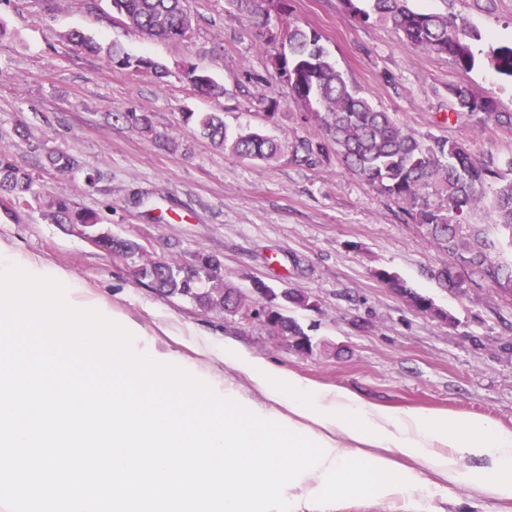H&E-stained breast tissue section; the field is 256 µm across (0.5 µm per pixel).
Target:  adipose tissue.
Here are the masks:
<instances>
[{
    "label": "adipose tissue",
    "instance_id": "obj_1",
    "mask_svg": "<svg viewBox=\"0 0 512 512\" xmlns=\"http://www.w3.org/2000/svg\"><path fill=\"white\" fill-rule=\"evenodd\" d=\"M225 362L244 372L261 396L264 413H281L297 427L328 441L332 451L319 470L306 474L288 495L310 501L336 488L375 499L403 497L422 512L433 494L424 479L432 472L450 483L471 478L479 495L512 498V431L480 418H447L411 410L397 413L364 401L346 389H316L265 359L228 346ZM415 460L419 468H399L391 452ZM481 457L488 465L468 475L466 462Z\"/></svg>",
    "mask_w": 512,
    "mask_h": 512
}]
</instances>
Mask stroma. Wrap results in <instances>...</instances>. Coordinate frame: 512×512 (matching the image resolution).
I'll return each mask as SVG.
<instances>
[{"label": "stroma", "mask_w": 512, "mask_h": 512, "mask_svg": "<svg viewBox=\"0 0 512 512\" xmlns=\"http://www.w3.org/2000/svg\"><path fill=\"white\" fill-rule=\"evenodd\" d=\"M290 17L317 30L329 56L373 105L418 134L465 143L473 152L512 157V127L448 120L451 84H466L512 113V79L480 64L460 74L448 56L414 48L382 25H361L341 0H288ZM415 10L451 12L477 29L478 55L512 43V0H410ZM192 27L181 40L147 37L125 24L109 0H0V147L48 195L68 189L97 213L99 231L146 245L158 257L190 261L216 255L227 281L250 291L297 288L311 309L295 318L312 337V354L269 335L253 311L205 313L155 293L131 264L93 247L83 228L46 223L38 210L0 206V243L22 256L61 267L92 296L154 335L157 342L205 369L223 361L197 356L185 342L197 335L216 349L233 344L315 386L342 387L396 411L418 409L470 416L512 430V300L490 286L451 293L435 275L446 252L407 223L399 205L341 164L314 155L298 162L296 141L314 136L302 106L286 94L271 60L280 50L264 29L226 0H185ZM73 30L114 42L161 63L162 76H128L97 54L76 50ZM195 66L224 93H197L185 76ZM278 99L288 120H272ZM150 116L151 131L114 121L113 113ZM188 112H220L229 129H254L279 139L281 157L255 164L200 136ZM65 151L82 170L60 178L45 155ZM100 170L94 189L83 170ZM398 275L431 298L440 316L416 310L381 283ZM512 512V499H478L470 482L443 484L427 512ZM299 512H406L402 498L376 500L331 491Z\"/></svg>", "instance_id": "35a3bbf8"}]
</instances>
